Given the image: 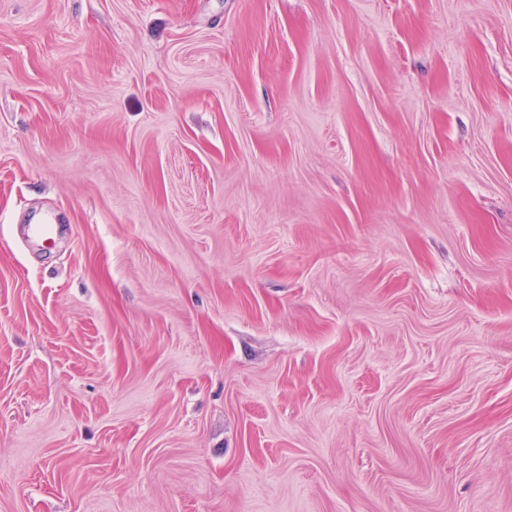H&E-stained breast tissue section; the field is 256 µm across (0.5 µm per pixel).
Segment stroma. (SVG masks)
<instances>
[{
  "mask_svg": "<svg viewBox=\"0 0 512 512\" xmlns=\"http://www.w3.org/2000/svg\"><path fill=\"white\" fill-rule=\"evenodd\" d=\"M0 512H512V0H0Z\"/></svg>",
  "mask_w": 512,
  "mask_h": 512,
  "instance_id": "35a3bbf8",
  "label": "stroma"
}]
</instances>
